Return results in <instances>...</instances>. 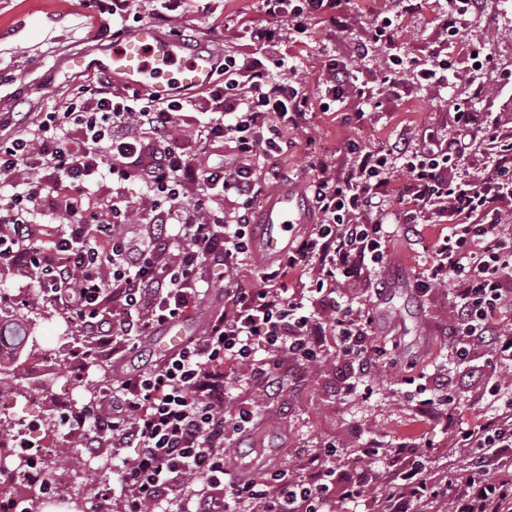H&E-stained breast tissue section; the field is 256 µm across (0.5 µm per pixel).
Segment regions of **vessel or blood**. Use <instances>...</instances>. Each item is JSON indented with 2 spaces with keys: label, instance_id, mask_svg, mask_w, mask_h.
Segmentation results:
<instances>
[{
  "label": "vessel or blood",
  "instance_id": "vessel-or-blood-1",
  "mask_svg": "<svg viewBox=\"0 0 512 512\" xmlns=\"http://www.w3.org/2000/svg\"><path fill=\"white\" fill-rule=\"evenodd\" d=\"M68 64L74 69L108 73L115 84L127 86L158 99L174 97L188 89L210 85L216 68L214 56L202 49H189L179 38L144 22L114 39L112 46L95 57L76 55ZM307 202L293 189L281 191L264 204L261 229L256 238L257 255L275 258L287 250L299 227L307 222ZM182 325L167 328L164 339L155 340L157 354H169L184 343Z\"/></svg>",
  "mask_w": 512,
  "mask_h": 512
}]
</instances>
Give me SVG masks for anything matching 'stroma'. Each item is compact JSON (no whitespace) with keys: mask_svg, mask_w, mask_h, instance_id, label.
Returning <instances> with one entry per match:
<instances>
[{"mask_svg":"<svg viewBox=\"0 0 512 512\" xmlns=\"http://www.w3.org/2000/svg\"><path fill=\"white\" fill-rule=\"evenodd\" d=\"M412 14H399L396 0H348L340 23L319 17L309 23L305 45L292 48L281 43L277 53L267 56L266 67L275 75L296 81L314 102L308 132L291 131L282 137V149L269 161L279 176L270 192L288 186L306 190L313 173L310 157L320 154L345 161L348 145L378 147L394 141L406 131L445 134L452 126L456 108L500 113L512 123V0H485L477 22L468 23L456 35H448L436 23L441 0H417ZM398 20L402 35L387 50L400 59L396 89L382 84L384 64L377 54L357 59V41L369 40L378 21ZM189 47H207L214 56L245 57L259 50L245 29L264 22L258 0H219L216 10L198 11L188 17ZM494 35L487 49L493 65L474 96V78L465 41L476 26ZM113 40L112 33L88 7L85 0H0V137L8 139L24 131L26 121L69 98L74 87L94 78L91 70L68 66L70 55L100 54ZM447 54L453 62L447 87L427 88L414 72L416 63L433 55ZM334 55L353 69L364 95L346 107L318 108V77L323 56ZM364 110V123H357L356 110ZM448 225L431 219L423 229L422 244L413 236L392 233L386 242V266L381 274L384 291L372 299L374 281L358 288L342 289L346 300L367 304L373 318L372 342L381 346L396 339L394 352L384 356L378 373L359 385L355 393L342 390L347 367L336 353L335 337H327L326 356L317 365L301 369L292 364L281 368L283 383L267 392L246 384L230 385L228 406L251 403L259 408L258 424L234 440L229 457L251 467L253 476L283 469L304 471L308 451L326 443L336 446L328 464L336 471V487L360 480L366 493L357 501L337 498L336 512H375L378 475L393 461L398 443L409 440L423 451L424 474L447 481L467 462L465 449L456 444L454 433L440 420L418 415L420 395L415 381L420 376L444 374L459 384L460 374L450 362L448 338V289L432 288L418 296L411 284L429 260L427 248L446 235ZM210 288L191 309L183 323L190 336L202 337L209 321L224 307V269L206 273ZM12 295L9 316L0 317V364L24 363L25 373L15 386L27 399L17 418L40 425L53 435V454L60 467L72 465L82 449L67 433L63 420L82 408L79 397L85 387H111L120 374L145 370L159 358L145 339L124 341L117 349L96 348L54 306L42 300L36 281L0 270V292ZM28 333L26 348H18L10 334L14 325ZM376 443L380 462L360 469L355 460L367 443Z\"/></svg>","mask_w":512,"mask_h":512,"instance_id":"1","label":"stroma"}]
</instances>
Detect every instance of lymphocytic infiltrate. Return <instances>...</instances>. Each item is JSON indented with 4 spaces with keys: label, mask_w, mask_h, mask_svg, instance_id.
<instances>
[{
    "label": "lymphocytic infiltrate",
    "mask_w": 512,
    "mask_h": 512,
    "mask_svg": "<svg viewBox=\"0 0 512 512\" xmlns=\"http://www.w3.org/2000/svg\"><path fill=\"white\" fill-rule=\"evenodd\" d=\"M266 19L253 35L275 48L281 32L303 34L314 17L337 20L343 0H261ZM221 81L199 90L201 117L188 115L181 97L159 100L100 76L28 125L24 136L0 140V269L35 278L44 300L103 346L120 337L149 335L194 307L209 266H247L256 205L276 170L263 164L281 149L282 130H306L311 104L299 88L272 76L254 56L217 61ZM322 99L346 103L357 86L336 58L325 60ZM186 126L192 143L173 130ZM500 137L476 113H455L444 137L407 134L391 145L355 148L343 165L312 158L307 197L315 228L292 243L254 281H230L224 309L202 338L163 364L129 375L91 405L65 417L87 448H110L121 464L100 500L119 497L121 512H326L332 497L325 458L314 451L307 475L282 470L256 480L235 479L226 463L230 436L254 419L253 406L224 415L228 375L266 385L278 379L287 354L307 365L322 358L328 333L354 373L366 376L380 357L370 321L337 302V286H356L381 270L389 219L423 225L428 213L446 217L450 232L433 245L432 260L416 280L427 295L435 282L450 285L448 324L458 364L476 351L512 363V143L491 168L471 171L469 136ZM230 142L231 165L205 163L199 146ZM111 177L106 217L91 222L82 204L89 186ZM145 191L129 195L130 185ZM65 220L49 233L38 216L43 203ZM143 224L133 240L121 226ZM315 271L304 294L281 282ZM331 307L307 315L305 302ZM115 313L104 320L101 308ZM473 459L456 478L449 512H512V401L475 429L458 431ZM380 512H415L439 498L419 465L389 469L380 479Z\"/></svg>",
    "instance_id": "1"
}]
</instances>
